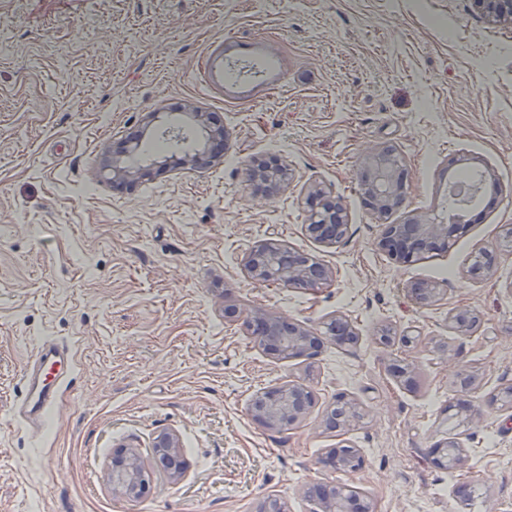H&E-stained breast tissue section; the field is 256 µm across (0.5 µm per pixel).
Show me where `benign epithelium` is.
Here are the masks:
<instances>
[{"label": "benign epithelium", "mask_w": 512, "mask_h": 512, "mask_svg": "<svg viewBox=\"0 0 512 512\" xmlns=\"http://www.w3.org/2000/svg\"><path fill=\"white\" fill-rule=\"evenodd\" d=\"M475 6L493 23H512V0H473ZM186 121L201 129L203 140L193 153H185L179 158L171 156L150 161L144 165L136 160L140 153V140L123 142L121 154L123 165L116 164L103 168L112 180L125 179L131 172L142 176L157 165L167 168L171 165H191L198 169L210 166L219 160V156L211 152L212 142L216 139L225 140V131L211 129L206 124L205 113L186 112ZM366 172L361 181L362 194L368 200L370 209L375 215L381 235L379 247L387 252L391 259L398 263L409 264L421 256L434 250L448 249L454 244V238L465 228V219L458 224L435 222L421 215H409L400 223H390L389 216L403 207L406 201L407 187L405 181L404 162L401 153L393 146H387L369 156L365 162ZM249 175L256 181L263 192L276 194L288 182V168L275 161L270 166L263 163L250 165ZM308 224L306 232L315 242L324 246H333L343 241L350 232L348 213L339 198L321 186H314L308 194ZM512 245V227L504 229L501 242L495 246L485 247L478 251L476 262L486 272L493 271L499 252ZM244 267L250 279L262 285L281 283L290 288L314 289L331 282L333 270L322 263L316 256L287 248L275 240H265L254 245L244 259ZM407 292L422 308L436 305L440 301L442 288L435 282H412L407 285ZM264 333L260 336L259 347L271 352L279 358H299L315 355L319 352L323 341L314 336L312 331L300 324H285L280 317L271 312H263L256 316ZM481 317L477 311L468 307H458L448 313V325L460 338H469L477 331ZM331 340L340 348H351L357 345L359 333L345 317H336L329 324ZM407 340L411 346L414 337L407 329H400L391 324L379 328L375 340L382 346ZM441 359L457 364L456 376L466 383L472 381L459 352H448V346L436 345ZM311 402L308 390L300 383L290 382L281 386L269 399L254 405L255 419L266 428H289L307 419ZM461 437L454 435L445 438L434 448L435 464L439 468L452 471L462 465L467 457ZM179 454L177 439L172 435L161 436L155 444L154 456L159 464L177 459ZM324 463L330 467H343L350 471L357 470L361 458L353 451L347 455L329 452ZM144 463L140 458L129 452L121 465L112 470L113 489L133 496L140 487V473ZM319 512H363L365 505L359 499L347 502L344 508L339 507L332 495L318 498Z\"/></svg>", "instance_id": "1"}]
</instances>
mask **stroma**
<instances>
[{
	"label": "stroma",
	"instance_id": "35a3bbf8",
	"mask_svg": "<svg viewBox=\"0 0 512 512\" xmlns=\"http://www.w3.org/2000/svg\"><path fill=\"white\" fill-rule=\"evenodd\" d=\"M281 58L271 92L235 100L202 61L225 36ZM206 112L227 133L223 163L152 172L113 188L100 170L129 133L150 147V112ZM400 151L402 211L448 217L460 156L479 158L497 186L445 252L409 265L378 245L360 169L384 145ZM275 159L292 177L267 196L247 167ZM319 183L343 201L348 238L333 247L305 232V196ZM512 225V25L473 0H0V512H257L267 498L315 512L318 484L347 485L377 512H512V409L459 424L454 368L432 345L462 348L483 401L512 382V252L496 271H466ZM312 253L335 270L314 290L258 285L243 268L257 241ZM445 294L419 307L406 290ZM267 310L321 333L347 316L360 339L314 358L266 355L225 305ZM482 324L459 340L452 308ZM414 326L413 348L374 341L382 322ZM72 344L75 386L42 433L14 419L21 377L40 344ZM415 362L418 385L389 373ZM294 381L315 404L289 430L260 426L257 395ZM366 409L343 431L318 425L337 396ZM180 442L181 478L155 468L146 495L112 490V457L153 465L163 434ZM461 435L468 460L435 466L431 450ZM357 448L359 471L322 466ZM472 486L473 503L458 486ZM442 290L436 282L418 281L407 285V292L422 308L436 305L441 299Z\"/></svg>",
	"mask_w": 512,
	"mask_h": 512
}]
</instances>
